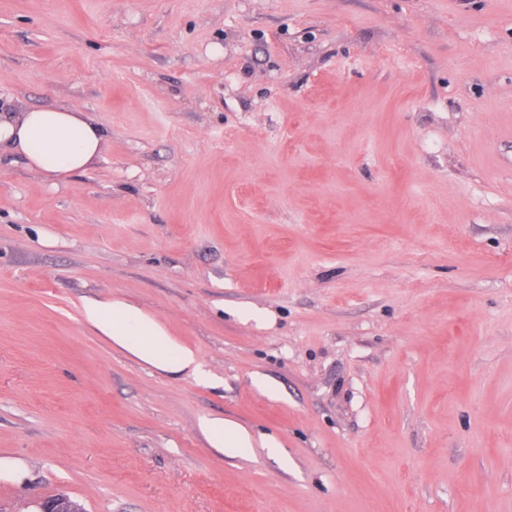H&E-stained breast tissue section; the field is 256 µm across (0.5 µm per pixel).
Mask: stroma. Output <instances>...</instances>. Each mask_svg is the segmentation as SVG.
<instances>
[{"label": "stroma", "instance_id": "35a3bbf8", "mask_svg": "<svg viewBox=\"0 0 512 512\" xmlns=\"http://www.w3.org/2000/svg\"><path fill=\"white\" fill-rule=\"evenodd\" d=\"M50 106L106 140L0 156V512H512V0H0ZM86 316L114 342L131 349L151 364L185 370L195 362L191 350L174 348L155 322L122 302L93 305L87 308ZM214 448H252L251 436L230 421L206 425ZM33 503L36 507L33 512H80L81 509L82 512L84 511L80 504L76 502L81 508L77 507L70 497L64 493L45 497Z\"/></svg>", "mask_w": 512, "mask_h": 512}]
</instances>
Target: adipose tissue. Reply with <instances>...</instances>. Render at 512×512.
<instances>
[{
    "instance_id": "adipose-tissue-1",
    "label": "adipose tissue",
    "mask_w": 512,
    "mask_h": 512,
    "mask_svg": "<svg viewBox=\"0 0 512 512\" xmlns=\"http://www.w3.org/2000/svg\"><path fill=\"white\" fill-rule=\"evenodd\" d=\"M105 136L89 113L69 108H34L0 117V153L23 156L28 165L52 178L89 169L100 157ZM88 320L117 344L147 362L185 370L194 362L191 350L173 347L161 328L124 303L96 304Z\"/></svg>"
}]
</instances>
